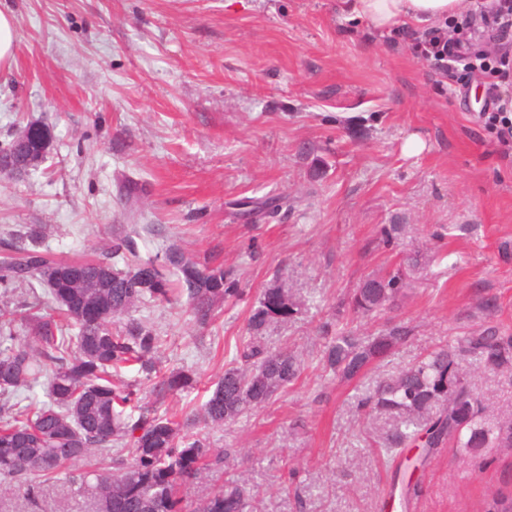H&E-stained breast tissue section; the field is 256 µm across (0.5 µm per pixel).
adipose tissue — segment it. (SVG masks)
Wrapping results in <instances>:
<instances>
[{
    "instance_id": "adipose-tissue-1",
    "label": "adipose tissue",
    "mask_w": 512,
    "mask_h": 512,
    "mask_svg": "<svg viewBox=\"0 0 512 512\" xmlns=\"http://www.w3.org/2000/svg\"><path fill=\"white\" fill-rule=\"evenodd\" d=\"M463 0H348L357 18L379 31L390 30L401 21L419 25L448 20L462 9Z\"/></svg>"
}]
</instances>
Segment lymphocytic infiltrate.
Listing matches in <instances>:
<instances>
[{
    "label": "lymphocytic infiltrate",
    "instance_id": "obj_1",
    "mask_svg": "<svg viewBox=\"0 0 512 512\" xmlns=\"http://www.w3.org/2000/svg\"><path fill=\"white\" fill-rule=\"evenodd\" d=\"M418 58L427 60L449 86L473 78L486 84V101L478 120L503 156L512 155V0H488L462 18L419 36Z\"/></svg>",
    "mask_w": 512,
    "mask_h": 512
}]
</instances>
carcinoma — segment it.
I'll return each mask as SVG.
<instances>
[{
  "instance_id": "1",
  "label": "carcinoma",
  "mask_w": 512,
  "mask_h": 512,
  "mask_svg": "<svg viewBox=\"0 0 512 512\" xmlns=\"http://www.w3.org/2000/svg\"><path fill=\"white\" fill-rule=\"evenodd\" d=\"M26 150L51 153L49 129L29 124ZM45 226L30 224L13 235L15 257L0 264V494L14 483L30 484L36 495L65 467L92 457L100 465L72 472V483L90 497L92 512H250L252 488L228 480L199 507L183 504L182 489L201 480L222 452L205 428L222 426L264 407L293 383L300 363L288 350H269L260 335L286 322L298 304L282 287L264 289L247 320L249 339L215 383L201 410L180 423L160 415L144 401L159 402L194 382L180 371L161 372L155 354L161 337L131 312L139 303L186 298L196 324L209 326L219 303L241 293L221 265L187 256L170 246L164 262L137 260L119 270L104 259L62 263L49 260L40 245ZM137 256L131 235L112 240V257ZM415 265L400 262L383 275L370 276L354 289L347 305L357 316L379 314L396 304L410 285ZM36 283L33 300L11 304L14 289ZM410 330L396 325L376 336H359L348 326L326 337L322 363L352 381L389 357L408 340ZM473 357L483 370L512 376V333L478 327L446 348L379 382L361 403L366 411L398 418L382 438L389 457L414 445L423 450L420 467L444 445L477 453L512 448V420L493 423L461 361ZM136 366L135 384L114 381L123 368ZM48 375L45 400H16ZM139 404V415L125 413ZM126 448L129 457L112 454ZM484 512H512V493L497 492Z\"/></svg>"
}]
</instances>
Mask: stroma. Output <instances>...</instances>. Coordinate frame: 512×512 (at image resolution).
Here are the masks:
<instances>
[{"mask_svg": "<svg viewBox=\"0 0 512 512\" xmlns=\"http://www.w3.org/2000/svg\"><path fill=\"white\" fill-rule=\"evenodd\" d=\"M17 49L0 66V144L30 123L53 149L32 176H0V255L25 224L48 227L52 259L102 258L134 234L140 259L178 245L233 272L244 294L198 327L182 302L138 304L162 338L164 370L188 392L159 412L185 417L207 398L247 334L263 289L301 306L264 332L301 360L271 404L209 429L228 457L183 489L198 504L230 475L254 489V512H483L512 489V448L437 449L419 491L391 499L402 457L378 443L392 427L357 399L470 329H512V158L476 119L484 85L451 91L418 59L412 34L378 32L336 0H10ZM426 144L417 155L405 140ZM282 198L276 217L251 200ZM403 225L395 247L381 231ZM419 260L411 288L372 318L343 307L368 275ZM497 309L486 315L485 296ZM361 336L394 325L410 338L363 379L319 364L320 326ZM488 413L512 418V381L463 362ZM66 481L30 501L14 488L0 512H85Z\"/></svg>", "mask_w": 512, "mask_h": 512, "instance_id": "obj_1", "label": "stroma"}]
</instances>
